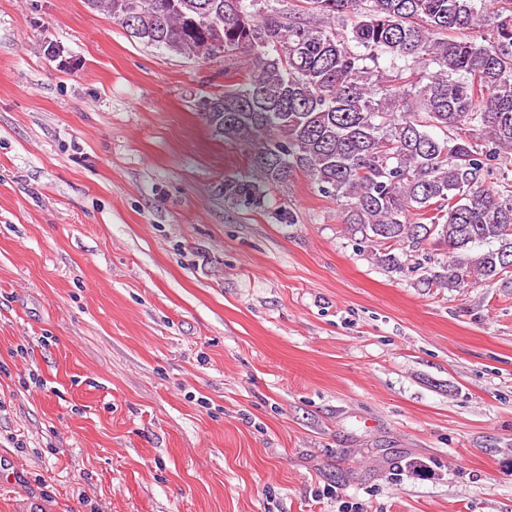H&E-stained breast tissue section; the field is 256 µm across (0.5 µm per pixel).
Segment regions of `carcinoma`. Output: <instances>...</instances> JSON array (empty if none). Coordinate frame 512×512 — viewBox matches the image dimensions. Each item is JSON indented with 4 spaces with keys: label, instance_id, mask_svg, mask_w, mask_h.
Returning a JSON list of instances; mask_svg holds the SVG:
<instances>
[{
    "label": "carcinoma",
    "instance_id": "1",
    "mask_svg": "<svg viewBox=\"0 0 512 512\" xmlns=\"http://www.w3.org/2000/svg\"><path fill=\"white\" fill-rule=\"evenodd\" d=\"M111 19L147 47L247 60L204 117L251 149L225 201L263 210L303 172L389 269V247L434 239L448 261L429 284L512 274V183H486L512 172V0H112Z\"/></svg>",
    "mask_w": 512,
    "mask_h": 512
}]
</instances>
